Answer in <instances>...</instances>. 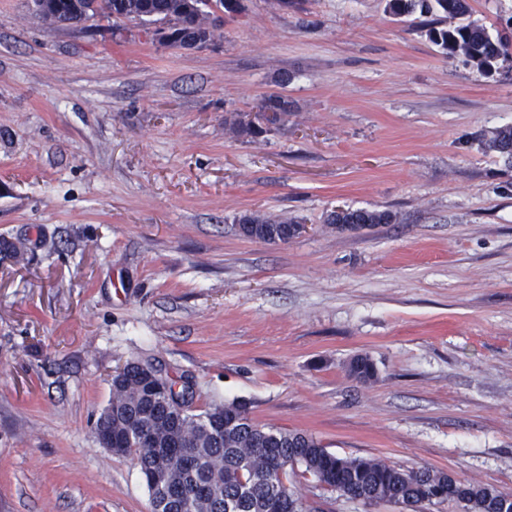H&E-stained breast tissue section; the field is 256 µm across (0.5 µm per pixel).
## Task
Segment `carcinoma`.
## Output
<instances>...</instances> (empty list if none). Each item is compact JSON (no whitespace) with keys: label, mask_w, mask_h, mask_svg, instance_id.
<instances>
[{"label":"carcinoma","mask_w":512,"mask_h":512,"mask_svg":"<svg viewBox=\"0 0 512 512\" xmlns=\"http://www.w3.org/2000/svg\"><path fill=\"white\" fill-rule=\"evenodd\" d=\"M220 9L243 12L241 0H42L37 15L50 25L90 17L134 19L156 24L152 39L175 48L206 45L215 39L210 15ZM394 15L430 14V39L451 58L461 57L490 76L512 62L509 38H497L486 27L468 20V0H390ZM445 19L455 21L439 27ZM291 109L283 96L268 98L249 118L233 120L241 138H256L280 125ZM487 148L512 160V126L493 133ZM385 210L338 209L331 224H389ZM294 222L244 216L239 232L267 243L293 237ZM349 376L363 382L377 376L373 360L356 354L346 363ZM188 382L146 372L138 362L112 375V398L96 421L95 433L112 437V447L131 458L148 488L151 512H310L294 482L312 488L366 496L378 505L404 512H436L458 497L465 512H512V493L491 485L452 482L440 492V473L427 467L402 468L375 458L343 457L329 452L313 435L263 426L253 421L243 403L197 407ZM188 448L191 465L178 451Z\"/></svg>","instance_id":"cac0c4a2"}]
</instances>
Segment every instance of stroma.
Segmentation results:
<instances>
[{
    "mask_svg": "<svg viewBox=\"0 0 512 512\" xmlns=\"http://www.w3.org/2000/svg\"><path fill=\"white\" fill-rule=\"evenodd\" d=\"M468 2L512 29V0ZM242 3L174 49L0 0V236L25 245L0 260V512H150L94 433L129 361L331 452L512 492V163L484 148L512 68L481 76L388 0ZM272 94L278 129L225 126ZM339 207L395 219L340 232ZM244 214L306 230L248 240ZM349 376L363 382L372 381L377 376L376 366L367 354H356L346 363Z\"/></svg>",
    "mask_w": 512,
    "mask_h": 512,
    "instance_id": "35a3bbf8",
    "label": "stroma"
}]
</instances>
